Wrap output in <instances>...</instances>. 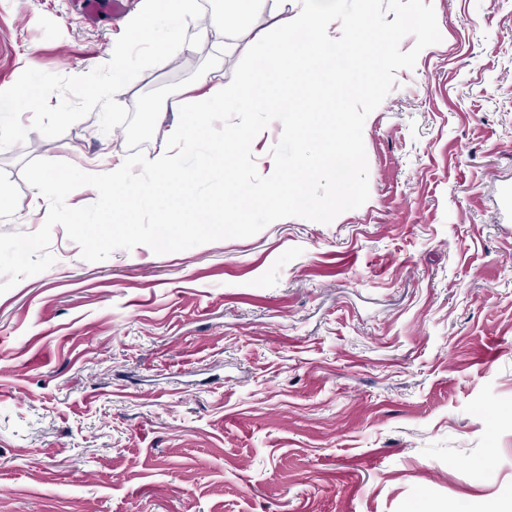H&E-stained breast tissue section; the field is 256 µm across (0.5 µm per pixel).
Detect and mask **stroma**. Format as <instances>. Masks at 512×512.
<instances>
[{
	"mask_svg": "<svg viewBox=\"0 0 512 512\" xmlns=\"http://www.w3.org/2000/svg\"><path fill=\"white\" fill-rule=\"evenodd\" d=\"M425 48L366 119L370 197L331 223L55 264L0 294V512H485L512 496V0H431ZM143 0H0V90L106 63ZM119 95L187 78L224 38ZM97 114L0 150V232L49 203L35 158L112 166Z\"/></svg>",
	"mask_w": 512,
	"mask_h": 512,
	"instance_id": "35a3bbf8",
	"label": "stroma"
}]
</instances>
